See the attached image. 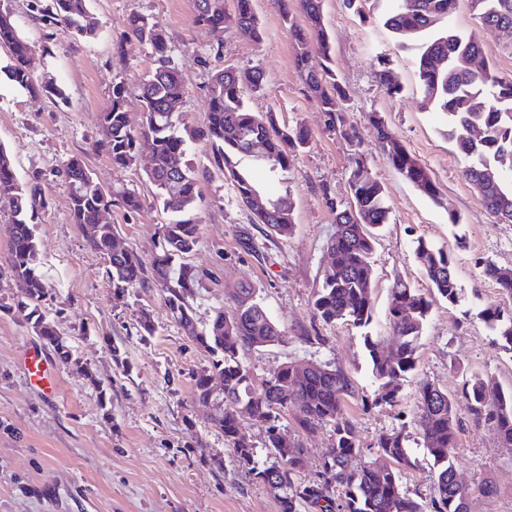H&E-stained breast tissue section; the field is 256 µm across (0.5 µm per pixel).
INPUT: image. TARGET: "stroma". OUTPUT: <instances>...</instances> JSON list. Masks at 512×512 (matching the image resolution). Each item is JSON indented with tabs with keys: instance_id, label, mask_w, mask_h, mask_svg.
Instances as JSON below:
<instances>
[{
	"instance_id": "35a3bbf8",
	"label": "stroma",
	"mask_w": 512,
	"mask_h": 512,
	"mask_svg": "<svg viewBox=\"0 0 512 512\" xmlns=\"http://www.w3.org/2000/svg\"><path fill=\"white\" fill-rule=\"evenodd\" d=\"M33 3L10 0L9 6L20 33L35 47L34 75L56 82L66 98L53 102L1 77L0 144L11 151L20 180L37 175L45 186L47 204L38 212L37 227L49 291L45 307L80 363L57 365L52 397L27 383L21 353L40 347L41 341L17 308L13 280L0 268V512H280L274 496L240 467L229 441L194 396L192 375L209 366V356L172 320L159 289L114 296L103 257L89 249L82 229L71 221L64 163L74 155L105 188L124 187L145 197L139 213L115 207L104 216L116 225L121 247L150 258L170 219L149 199L142 164L114 167L97 147L98 116L110 102L113 83H126L129 123L141 124L138 86L154 56L149 47L126 37L122 20L133 11L153 17L167 32L169 55L185 88L180 113L187 126L199 129L207 122L205 90L215 67H256L265 85L247 94L251 111L273 113L278 126H301L311 135L288 172L270 173L253 157L240 163L268 192L288 195L295 226L287 237L255 223L208 143L189 142L188 163L206 172L197 207L201 236L190 256L206 273L192 301L197 320L207 322L219 307L232 312L234 290L252 289L283 333L277 344L243 352L254 380L284 363L343 369L353 384L344 413L361 447L358 464L373 461L380 435L404 431L418 464L405 471L403 485L414 499L429 504L433 460L420 444L415 420L419 383L428 380L453 394L478 374L512 389V353L496 345L477 317L480 309L505 303L482 269L487 260L512 268V224L496 222L463 179L465 160L448 138L447 116L423 109L415 69L420 40L399 41L385 25L387 0H367L359 14L347 10L343 0H324L323 25L347 93V119L358 129L359 147L390 209L372 258L371 335L386 347L393 341L394 279L432 299L416 369L394 405L371 408L367 402L375 384L360 331L342 321H315L312 309L319 276L331 261L326 244L335 222L327 201L347 199L356 146L326 131L320 104L295 67L291 37L271 0H252L263 28L258 41L240 36L230 21L217 32L196 26L195 0H95L100 29L93 39L43 28ZM448 25L476 35L491 51L490 66L512 79V43L502 32L479 25L470 0H458ZM383 61L402 87L393 98L376 76ZM372 112L382 113L391 132L430 170L441 205L391 166L367 119ZM452 210L462 217L456 230L448 223ZM244 228L255 243L250 253L239 245ZM460 233L466 238L462 248L456 245ZM419 237L451 252L463 303L451 305L433 296L413 252ZM144 309L157 327L151 336L140 333ZM456 415L455 464L459 481L470 491L468 512H512V448L502 447L493 422H472L465 401H458ZM281 424L307 450L304 478L315 479L335 444L332 427L305 434L290 415Z\"/></svg>"
}]
</instances>
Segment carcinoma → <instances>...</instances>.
I'll return each instance as SVG.
<instances>
[{"instance_id": "obj_1", "label": "carcinoma", "mask_w": 512, "mask_h": 512, "mask_svg": "<svg viewBox=\"0 0 512 512\" xmlns=\"http://www.w3.org/2000/svg\"><path fill=\"white\" fill-rule=\"evenodd\" d=\"M385 16V25L397 36H427L415 66L423 95V106L448 116V138L455 142L467 165L463 177L477 190L494 216L512 224V79L499 77L489 69L477 73L472 62L486 58L490 50L474 35L463 36L449 29H437L456 10L457 0H393ZM93 0H50L39 11L38 19L47 28L64 27L77 36L93 39L99 29L92 9ZM283 25L290 33L295 66L311 93L319 100L326 117V128L354 142L356 127L347 122L343 102L346 93L333 68L328 33L322 27L323 0H272ZM299 8L307 27L297 25L294 8ZM481 26L512 30V0H471ZM227 15L224 0H195L193 23L210 29L224 28ZM234 22L239 33L249 39L262 36L261 23L250 0H236ZM123 24L127 36L152 48L155 67L139 86L143 123L130 127L124 83L112 86V100L99 115L101 141L115 167L135 162L141 144L151 151V165L145 171L153 193L164 210L172 214L162 226L158 251L146 262L136 252L112 248L115 227L100 223L101 213L112 207L136 212L141 198L129 189H106L94 177L85 161L73 156L65 163L69 182V210L73 223L92 230L86 237L91 250L106 258L105 270L113 294L130 290L159 288L174 321L186 336L211 358L210 367L194 376V393L199 402L210 399L213 375L224 383V395L211 415V424L224 432L232 444L239 465L257 484L278 501L280 512H301L312 507L317 512H425L423 504L403 490L401 472L417 465L400 431L381 436L376 444L374 462L355 465L360 454L355 428L345 416L343 402L352 393L347 374L339 367L309 363L298 368L284 363L255 386L251 372L240 360L244 348L273 345L282 332L251 289L233 293L235 308L226 313L214 310L208 322L195 319L189 302L205 272L191 266L187 259L200 239V224L195 216L200 199L199 182L206 170L196 169L185 160L187 143L202 139L214 150L213 158L224 168L237 197L248 207L260 194L254 182L240 172V161L257 155L270 170H290L293 157L309 143L302 128H280L273 113L259 114L247 106L243 89L259 91L265 77L262 70L218 68L207 85L208 122L203 130H191L170 105L183 99L184 86L177 66L167 55L165 30L151 17L131 12ZM0 46L9 49V62L0 72L22 89L39 87L51 99H64L62 88L51 80L37 82L30 67L31 46L19 33L12 13L0 9ZM369 120L377 130L378 146L392 167L408 183L419 189L434 204H441L438 187L431 173L391 132L382 115ZM259 143L262 150L253 149ZM496 173L493 180L487 171ZM350 201L346 204L327 199L335 213L336 230L327 249L333 253L319 279L313 301L314 318L325 324L338 320L356 328L371 326L374 315L373 267L374 229L389 223V208L384 188L368 171V157L356 151L350 159L348 176ZM44 189L38 178L18 179L11 153L0 145V212L11 222L7 267L25 301L18 304L32 332L50 348L58 361L77 365L74 347L45 311L48 290L41 271L36 218L45 207ZM270 215L255 216L274 234L286 237L294 228L291 211L278 202L268 203ZM414 255L424 277L436 294L454 304L465 299L459 285L452 255L426 239L415 240ZM483 274L495 281L502 294L512 301V273L493 262L483 265ZM431 302L402 279L391 288L389 321L395 343L380 348L371 334L364 335L372 377L378 383L372 406L397 402L402 384L417 365L419 341L430 315ZM496 342L512 352V311L486 307L477 313ZM297 376L287 392L278 388L282 377ZM466 401L472 420L494 422L501 444L512 448V390L494 392L488 380L473 375L461 387L456 398L429 381L418 388L417 425L421 445L433 459L435 468L431 512H468V492L460 484L454 463L457 447V399ZM293 413L298 427L314 433L328 424L336 434V447L323 462L316 479L301 478L305 449L295 442H281L280 419ZM248 416L264 428L265 457L239 431V420Z\"/></svg>"}]
</instances>
